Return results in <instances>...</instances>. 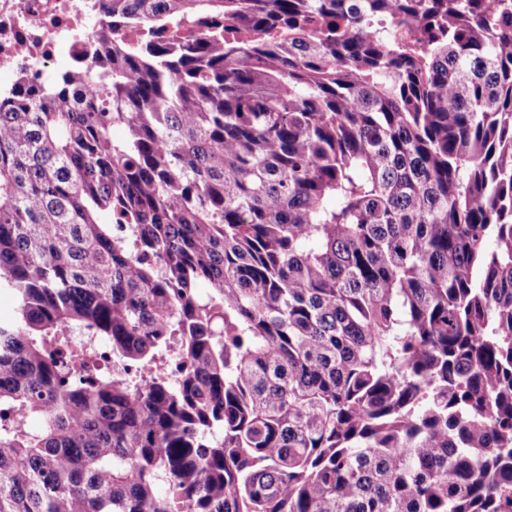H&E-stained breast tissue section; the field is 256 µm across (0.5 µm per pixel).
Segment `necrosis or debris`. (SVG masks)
Wrapping results in <instances>:
<instances>
[{"instance_id":"obj_1","label":"necrosis or debris","mask_w":512,"mask_h":512,"mask_svg":"<svg viewBox=\"0 0 512 512\" xmlns=\"http://www.w3.org/2000/svg\"><path fill=\"white\" fill-rule=\"evenodd\" d=\"M107 16L104 0H0V90L21 74L48 81L58 60L84 53L89 29Z\"/></svg>"}]
</instances>
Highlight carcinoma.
<instances>
[{"label":"carcinoma","instance_id":"carcinoma-1","mask_svg":"<svg viewBox=\"0 0 512 512\" xmlns=\"http://www.w3.org/2000/svg\"><path fill=\"white\" fill-rule=\"evenodd\" d=\"M108 10L0 93V512H512V0Z\"/></svg>","mask_w":512,"mask_h":512}]
</instances>
